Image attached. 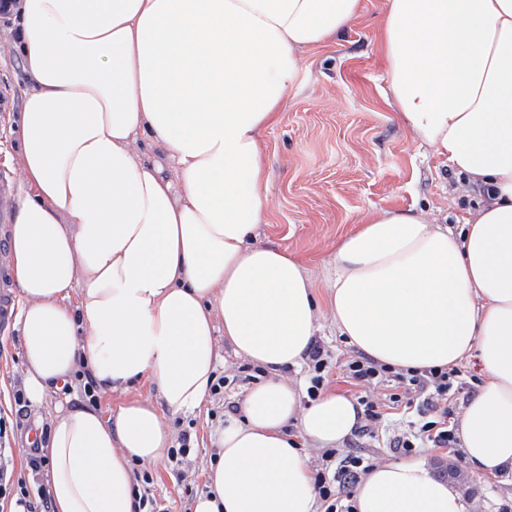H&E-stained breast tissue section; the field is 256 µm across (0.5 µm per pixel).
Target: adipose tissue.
<instances>
[{
	"label": "adipose tissue",
	"mask_w": 512,
	"mask_h": 512,
	"mask_svg": "<svg viewBox=\"0 0 512 512\" xmlns=\"http://www.w3.org/2000/svg\"><path fill=\"white\" fill-rule=\"evenodd\" d=\"M363 0H24L16 48L30 90L10 255L24 388L42 403L88 367L99 390L148 381L151 399L51 421L52 512H134L133 467L163 462L162 411L201 410L218 338L269 373L218 435L194 512H317L307 448L361 421L352 399L311 404L287 375L320 310L270 223L262 133L303 51L340 36ZM385 103L482 197L460 231L396 207L337 244L336 327L398 370L476 359L482 381L456 435L483 478L512 473V0H386ZM149 140L153 156L138 148ZM356 512H468L419 458L377 463Z\"/></svg>",
	"instance_id": "adipose-tissue-1"
}]
</instances>
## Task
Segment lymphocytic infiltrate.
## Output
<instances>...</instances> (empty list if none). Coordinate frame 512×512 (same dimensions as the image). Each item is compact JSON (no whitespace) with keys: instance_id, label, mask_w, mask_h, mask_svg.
Wrapping results in <instances>:
<instances>
[{"instance_id":"1","label":"lymphocytic infiltrate","mask_w":512,"mask_h":512,"mask_svg":"<svg viewBox=\"0 0 512 512\" xmlns=\"http://www.w3.org/2000/svg\"><path fill=\"white\" fill-rule=\"evenodd\" d=\"M460 375V369L455 367L394 372L362 354L355 355L343 366L345 382L356 387L355 398L363 408L361 433L377 435L389 409L402 406L415 415L413 432L395 436L390 443L395 453L401 455L416 454L426 448L450 451L458 448L449 402L462 388ZM386 381L392 382L394 391L387 394L385 401H376L370 389ZM336 461L334 470L319 469L314 473L322 512H355L353 488L365 470V460L350 455Z\"/></svg>"}]
</instances>
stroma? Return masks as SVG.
<instances>
[{
  "instance_id": "1",
  "label": "stroma",
  "mask_w": 512,
  "mask_h": 512,
  "mask_svg": "<svg viewBox=\"0 0 512 512\" xmlns=\"http://www.w3.org/2000/svg\"><path fill=\"white\" fill-rule=\"evenodd\" d=\"M384 7L385 0H364L362 15L342 36L303 54L278 124L261 136L272 221L262 226L258 241L286 249L313 281L321 311L317 340L339 366L357 350L340 336L329 312L326 285L337 243L367 214L383 207L421 209L457 231L479 200L463 176L416 141L383 100L386 83L377 34ZM17 18L14 12L0 17V171L13 176L15 195L22 199L34 196L35 188L22 171L20 116L28 85L23 60L13 46ZM20 336L17 328L0 334V419L6 423L0 448L8 449V467L14 479L26 482L36 506L40 500L35 492L48 474L29 469V452L20 444L23 428L31 419L47 426L58 406L84 401L85 380L72 379L68 389L51 391L41 405L16 404L25 374ZM216 374L224 378V386L202 411L166 417L174 434L190 432V454L179 464L169 460L135 467L137 475L148 477L146 489L163 512H193L196 497L207 490L213 441L235 420L231 408L254 385L256 370L226 344ZM407 427L400 420L394 427H380L374 438L352 433L336 455L357 453L372 464L395 459L389 441L394 430ZM420 457L438 478L452 471L462 474L458 487L470 512L512 506V475L477 477L464 459L444 451L429 449Z\"/></svg>"
}]
</instances>
